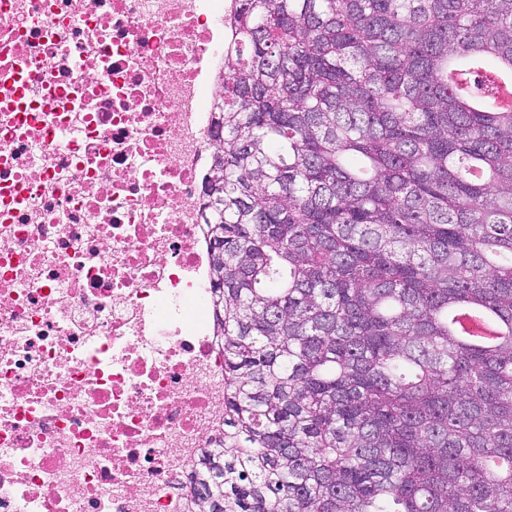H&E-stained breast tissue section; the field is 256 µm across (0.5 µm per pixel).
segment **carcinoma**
I'll use <instances>...</instances> for the list:
<instances>
[{
    "label": "carcinoma",
    "mask_w": 512,
    "mask_h": 512,
    "mask_svg": "<svg viewBox=\"0 0 512 512\" xmlns=\"http://www.w3.org/2000/svg\"><path fill=\"white\" fill-rule=\"evenodd\" d=\"M224 41L191 512H512V0H234Z\"/></svg>",
    "instance_id": "carcinoma-1"
}]
</instances>
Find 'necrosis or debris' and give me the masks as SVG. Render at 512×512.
Returning a JSON list of instances; mask_svg holds the SVG:
<instances>
[{"label": "necrosis or debris", "mask_w": 512, "mask_h": 512, "mask_svg": "<svg viewBox=\"0 0 512 512\" xmlns=\"http://www.w3.org/2000/svg\"><path fill=\"white\" fill-rule=\"evenodd\" d=\"M228 0H0V512H189Z\"/></svg>", "instance_id": "4bbe7bcc"}]
</instances>
